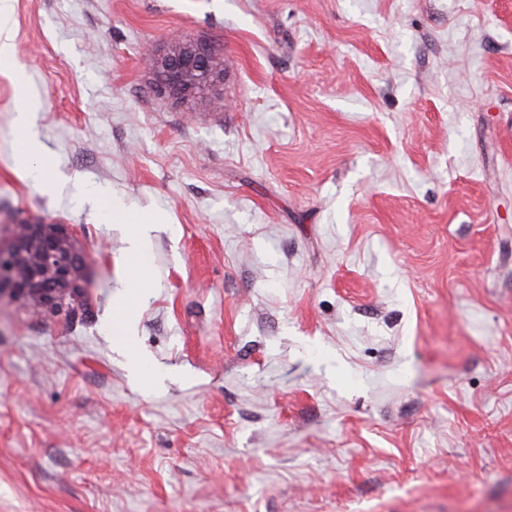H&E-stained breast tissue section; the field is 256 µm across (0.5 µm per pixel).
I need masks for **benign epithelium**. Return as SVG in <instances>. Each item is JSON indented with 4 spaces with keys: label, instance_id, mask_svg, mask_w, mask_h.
Returning a JSON list of instances; mask_svg holds the SVG:
<instances>
[{
    "label": "benign epithelium",
    "instance_id": "7a95c632",
    "mask_svg": "<svg viewBox=\"0 0 512 512\" xmlns=\"http://www.w3.org/2000/svg\"><path fill=\"white\" fill-rule=\"evenodd\" d=\"M146 64L157 89L185 102L224 80V55L195 40L163 54L148 50ZM87 255L65 224L45 220L14 225L7 245L0 244V300L25 298L37 310L57 311L84 288Z\"/></svg>",
    "mask_w": 512,
    "mask_h": 512
}]
</instances>
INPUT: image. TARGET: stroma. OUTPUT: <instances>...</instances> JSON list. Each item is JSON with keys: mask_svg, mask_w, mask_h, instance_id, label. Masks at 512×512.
<instances>
[{"mask_svg": "<svg viewBox=\"0 0 512 512\" xmlns=\"http://www.w3.org/2000/svg\"><path fill=\"white\" fill-rule=\"evenodd\" d=\"M7 10L0 225L90 261L0 304V512H512V0ZM187 38L228 61L197 104L144 62Z\"/></svg>", "mask_w": 512, "mask_h": 512, "instance_id": "stroma-1", "label": "stroma"}]
</instances>
